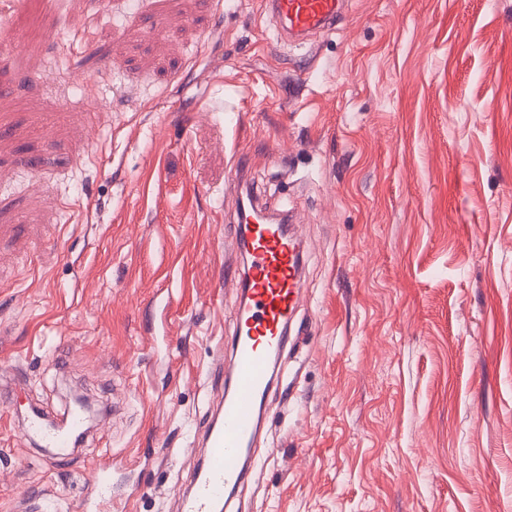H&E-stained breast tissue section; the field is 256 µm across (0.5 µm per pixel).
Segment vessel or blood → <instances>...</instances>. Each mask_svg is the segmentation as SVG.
Wrapping results in <instances>:
<instances>
[{
  "instance_id": "b4317fda",
  "label": "vessel or blood",
  "mask_w": 512,
  "mask_h": 512,
  "mask_svg": "<svg viewBox=\"0 0 512 512\" xmlns=\"http://www.w3.org/2000/svg\"><path fill=\"white\" fill-rule=\"evenodd\" d=\"M273 17L278 40L304 39L333 26L343 0H264ZM237 249L246 251L247 265L236 280L241 304L231 342V392L211 421L203 458L178 512H231L251 471L242 452L255 440L261 424L262 402L271 381V355L288 342V322L298 307L302 288V256L293 227L265 221L240 225ZM82 425L71 412L66 428L52 429L32 417L28 432L48 447L66 448L71 433ZM116 465L105 460L95 468L82 512H102L112 498Z\"/></svg>"
}]
</instances>
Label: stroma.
<instances>
[{
	"instance_id": "35a3bbf8",
	"label": "stroma",
	"mask_w": 512,
	"mask_h": 512,
	"mask_svg": "<svg viewBox=\"0 0 512 512\" xmlns=\"http://www.w3.org/2000/svg\"><path fill=\"white\" fill-rule=\"evenodd\" d=\"M1 32L0 512H80L108 456L110 512H177L240 151L306 257L239 512H512V0H348L305 48L263 0H5ZM68 384L108 413L60 461L21 433Z\"/></svg>"
}]
</instances>
